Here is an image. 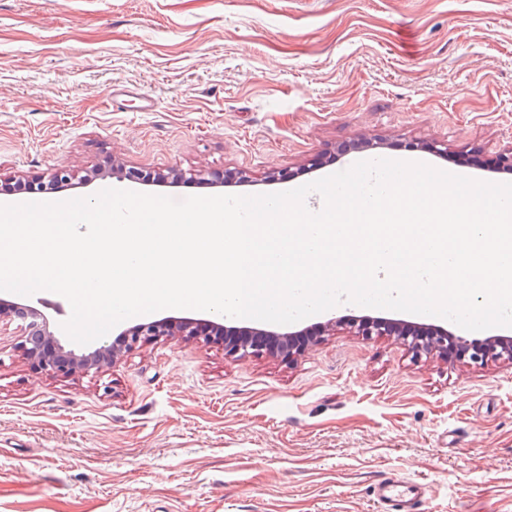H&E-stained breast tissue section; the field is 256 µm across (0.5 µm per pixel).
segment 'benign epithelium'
<instances>
[{
  "mask_svg": "<svg viewBox=\"0 0 512 512\" xmlns=\"http://www.w3.org/2000/svg\"><path fill=\"white\" fill-rule=\"evenodd\" d=\"M72 173L66 169H57L48 180L32 182L29 190L33 194L52 193L57 187L70 181ZM14 326L17 336L21 339L27 357L34 367L48 375L71 376L77 372L97 373L103 367L112 364L121 351H131L144 343L182 333L186 336H198L202 326L224 332L215 340L224 344V350L235 355L244 356L263 350L291 357L296 352L294 340L303 334L311 332L274 331L254 329L235 339L228 338L229 332L216 316H211L201 322L193 319L159 320L136 324L126 331L123 336V347L105 340L90 346L87 351L78 354L67 350L59 337L50 329L47 318L35 308L18 302H0V325ZM358 327L365 335L371 336L400 333L407 339V346L416 356L423 354L448 355V351H456L460 358L468 360L473 365H483L490 360L512 361V339L503 336H491L481 341H469L455 336L446 330L434 329L427 331L421 327H411L399 323L387 322L381 319L364 318L358 322Z\"/></svg>",
  "mask_w": 512,
  "mask_h": 512,
  "instance_id": "obj_1",
  "label": "benign epithelium"
}]
</instances>
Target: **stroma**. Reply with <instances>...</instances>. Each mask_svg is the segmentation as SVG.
<instances>
[{
    "label": "stroma",
    "instance_id": "obj_1",
    "mask_svg": "<svg viewBox=\"0 0 512 512\" xmlns=\"http://www.w3.org/2000/svg\"><path fill=\"white\" fill-rule=\"evenodd\" d=\"M510 149L512 0H0V184L69 170L55 201L145 192L114 169L244 176L176 199L380 158L505 182L482 163ZM366 313L306 318L290 361L179 334L69 377L0 328V512H379L384 473L424 512H512V363L414 356ZM427 493L426 485L395 474L380 476L372 490L380 512H421Z\"/></svg>",
    "mask_w": 512,
    "mask_h": 512
}]
</instances>
